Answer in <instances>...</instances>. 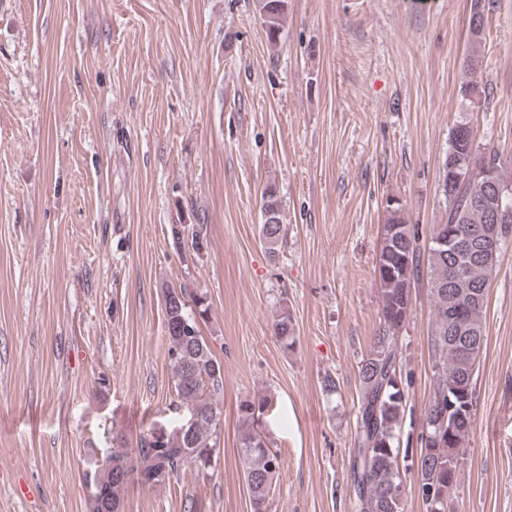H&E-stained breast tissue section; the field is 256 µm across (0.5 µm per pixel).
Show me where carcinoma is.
Wrapping results in <instances>:
<instances>
[{
  "mask_svg": "<svg viewBox=\"0 0 512 512\" xmlns=\"http://www.w3.org/2000/svg\"><path fill=\"white\" fill-rule=\"evenodd\" d=\"M471 0L469 29L478 43L485 27V13L475 11ZM270 47L278 46L288 0H257ZM482 86L470 72L460 86L462 101L474 109L482 100ZM445 176L439 184L446 208L444 223L435 224L430 236H452L458 248H442L421 239L419 230L407 223L401 205L386 204L385 225L397 228L387 251L377 257L376 273L382 308L380 328L370 351L358 368L359 416L355 448L348 473L353 512H404L403 476L416 473L418 496L425 512H448V500L456 485L461 460L467 452L470 430L477 411V376L485 341L482 312L488 289L503 252L512 242V219L491 223L492 213L472 205L479 198L493 200L505 183L498 152L477 142L470 121H457L451 131ZM261 216L273 224H260V237L270 257L277 256L283 237L282 202L275 185L261 196ZM203 227L171 224L167 234L182 255L199 253L204 244ZM404 266L408 275L401 276ZM458 267L461 276L448 282V269ZM427 280L432 306L430 344L434 353L435 384L422 415L417 435H402L409 404L411 373L399 345L405 310V288ZM165 300L167 360L173 392L179 406L195 411L201 419L192 427L180 423L155 435L150 428L139 435L136 446L112 434V447L104 458L112 466L95 464L90 474L88 512H119L128 486L150 488L193 465L212 467L223 425L220 403L224 398V367L212 343L202 335L201 322L210 311L207 295L187 284L179 295ZM276 337L288 348L295 342L293 317L288 305L275 318ZM263 396L240 402V416L251 424L239 441L238 457L249 493L252 512H268L270 495L281 470V456L271 448L266 434L252 427L257 416L272 405Z\"/></svg>",
  "mask_w": 512,
  "mask_h": 512,
  "instance_id": "cac0c4a2",
  "label": "carcinoma"
}]
</instances>
